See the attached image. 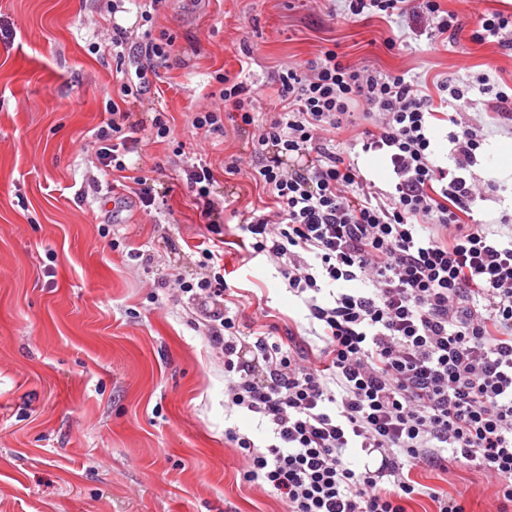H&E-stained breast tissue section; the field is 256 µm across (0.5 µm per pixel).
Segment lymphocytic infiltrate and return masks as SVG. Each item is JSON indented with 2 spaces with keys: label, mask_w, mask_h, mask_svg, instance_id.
Returning a JSON list of instances; mask_svg holds the SVG:
<instances>
[{
  "label": "lymphocytic infiltrate",
  "mask_w": 512,
  "mask_h": 512,
  "mask_svg": "<svg viewBox=\"0 0 512 512\" xmlns=\"http://www.w3.org/2000/svg\"><path fill=\"white\" fill-rule=\"evenodd\" d=\"M347 17H405L422 9L432 37L456 30L438 0H344ZM125 48L119 100L93 140L105 175L126 171L140 131L171 135L163 113L132 121L127 104L150 94L168 68L171 36L114 27ZM224 106L193 113L196 133L248 128L252 151L224 160L247 173L271 201L240 221L251 255L274 261L319 327L318 350L248 339L228 305L237 291L224 278V209L203 160L183 169L212 235L199 276L174 278L175 291L200 302L210 343L224 355V394L259 415L274 441L258 447L228 429L247 468L285 512H407L419 492L405 467L472 465L498 482L496 512H512V236L477 222V199L495 191L464 172L486 139L483 126L458 121L448 135L454 168L434 160L439 114L416 80L355 67L328 49L288 63L275 77L279 101L259 112L247 77L219 74ZM365 106L371 127L356 130ZM382 156L389 189L367 178L354 151ZM303 158L287 168L284 157ZM358 448L381 457L356 470Z\"/></svg>",
  "instance_id": "f902f5d3"
}]
</instances>
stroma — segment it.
Segmentation results:
<instances>
[{"instance_id": "1", "label": "stroma", "mask_w": 512, "mask_h": 512, "mask_svg": "<svg viewBox=\"0 0 512 512\" xmlns=\"http://www.w3.org/2000/svg\"><path fill=\"white\" fill-rule=\"evenodd\" d=\"M459 23L430 41L432 22L332 15L330 0H163L154 31L175 40L156 94L134 119L166 112L174 141H144L125 158L128 175L152 171L157 209L116 198L90 147L118 99L123 75L114 25L130 26L106 0H0V512H285L268 486L243 480L246 463L224 438L236 429L258 446L271 431L228 407L224 359L191 304L172 297L168 273L191 278L209 232L175 143L199 153L214 174L212 196L247 212L267 197L224 159L248 154L246 134L192 139L188 120L216 107L219 74L249 66L255 109L271 111L274 73L336 48L348 61L403 73L440 98L448 81L466 87L489 130L470 178L501 189L477 201L474 217L498 224L512 212V175L485 157L512 151L499 130L494 94L512 87V52L473 33L486 10L512 14V0H441ZM407 41L387 49L392 31ZM250 56H243L242 44ZM224 277L239 293L242 325H267L271 340L310 336L308 310L288 292L274 262L248 258L236 224L224 227ZM421 488L463 495L468 512H491L497 482L474 467L414 469Z\"/></svg>"}]
</instances>
